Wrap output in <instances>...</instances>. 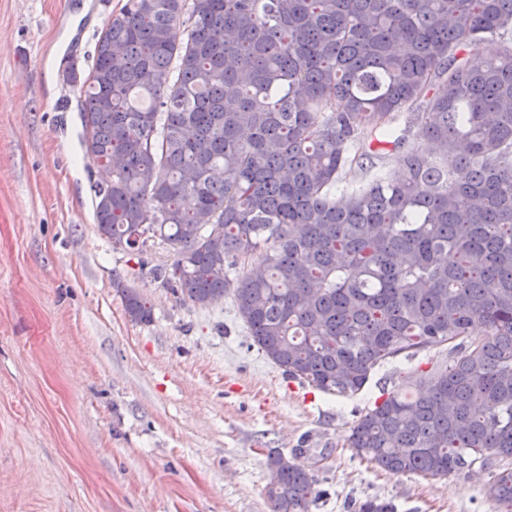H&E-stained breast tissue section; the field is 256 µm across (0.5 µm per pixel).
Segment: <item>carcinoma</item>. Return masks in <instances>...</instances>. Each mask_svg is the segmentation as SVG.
<instances>
[{
	"instance_id": "1",
	"label": "carcinoma",
	"mask_w": 512,
	"mask_h": 512,
	"mask_svg": "<svg viewBox=\"0 0 512 512\" xmlns=\"http://www.w3.org/2000/svg\"><path fill=\"white\" fill-rule=\"evenodd\" d=\"M62 71L107 172L97 230L139 274L199 307L232 296L265 357L329 395L452 345L382 390L348 446L394 473L487 469L512 512V0H124L92 67ZM395 153L331 195L352 163ZM155 240L171 263L142 259ZM304 453L267 456L272 512H309Z\"/></svg>"
}]
</instances>
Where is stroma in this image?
Listing matches in <instances>:
<instances>
[{"instance_id":"1","label":"stroma","mask_w":512,"mask_h":512,"mask_svg":"<svg viewBox=\"0 0 512 512\" xmlns=\"http://www.w3.org/2000/svg\"><path fill=\"white\" fill-rule=\"evenodd\" d=\"M122 0H0V512H271L270 451L303 449L310 512H501L487 470L391 473L347 437L383 389L443 345L326 395L253 346L231 298L199 308L139 276L94 223L78 93ZM153 309L131 322L113 281Z\"/></svg>"}]
</instances>
